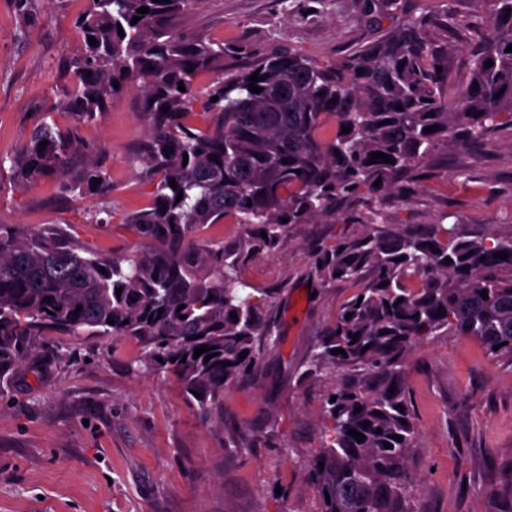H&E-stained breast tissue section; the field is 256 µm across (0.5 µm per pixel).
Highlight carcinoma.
Instances as JSON below:
<instances>
[{
  "label": "carcinoma",
  "instance_id": "carcinoma-1",
  "mask_svg": "<svg viewBox=\"0 0 512 512\" xmlns=\"http://www.w3.org/2000/svg\"><path fill=\"white\" fill-rule=\"evenodd\" d=\"M199 2L90 0L75 19L81 49L51 86V110L14 154L0 157V173L10 170L15 182L53 176L66 196L106 195V160L81 130L101 120L116 95L134 91L141 99L149 140L136 161L151 202L124 219L143 240L139 248L103 253L61 227L0 224V376L49 336L132 338L142 347L140 362L176 376L206 412L279 344L270 316L278 291L251 287L239 267L276 255L288 227L334 223L341 208L359 206V233L320 243L313 255V274L325 285L356 282L364 271L369 278L304 361V378L342 371L325 396L326 441L307 476L321 512H418L410 462L420 432L407 360L420 343L448 332L478 341L492 357L512 356V237L466 239L446 224L388 231L383 205L436 151L484 146L499 116L512 115V0H479L472 29L482 35L459 90L448 82V47L433 37L438 29L456 32L451 15L441 27L427 14L399 21L335 62L277 41L226 73L224 58L241 49L178 26ZM143 6L149 12L137 13ZM203 71L216 75L205 92L196 84ZM255 73L264 77L255 82L258 94L249 90ZM197 104L211 117L206 130L191 123ZM59 111L68 124L56 122ZM433 125L439 130L425 131ZM378 152L391 162L368 164ZM226 219L245 229L233 248L202 235ZM203 345L215 354L207 362L209 352L193 358ZM336 348L346 355L332 354ZM502 485L496 512H512V471Z\"/></svg>",
  "mask_w": 512,
  "mask_h": 512
}]
</instances>
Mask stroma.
<instances>
[{
    "label": "stroma",
    "instance_id": "1",
    "mask_svg": "<svg viewBox=\"0 0 512 512\" xmlns=\"http://www.w3.org/2000/svg\"><path fill=\"white\" fill-rule=\"evenodd\" d=\"M88 0H38L22 25L0 0V156L29 136L53 102L51 85L79 48L75 17ZM389 15L364 0H201L183 31L241 47L247 65L273 41L338 61L380 36ZM83 138L100 148L112 191L63 200L47 177L33 187L0 179V224L58 225L80 243L122 253L139 238L122 215L149 201L135 161L148 126L135 93L114 97ZM455 224L465 238L512 235V124L478 149L435 153L385 209V225ZM351 220L291 227L280 251L241 269L278 290L280 343L224 391L208 416L179 382L146 369L136 340L60 336L0 378V512H319L306 465L324 441V395L335 376L302 378L316 337L356 284L314 280L311 247L355 234ZM406 381L421 437L411 471L418 512H493L512 466V357L453 334L416 347ZM235 436L242 447L225 442Z\"/></svg>",
    "mask_w": 512,
    "mask_h": 512
}]
</instances>
